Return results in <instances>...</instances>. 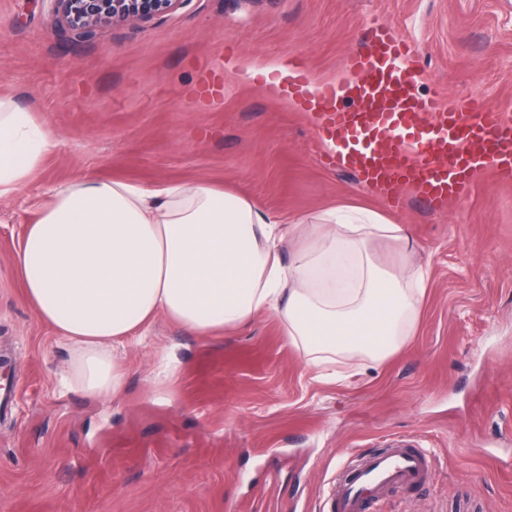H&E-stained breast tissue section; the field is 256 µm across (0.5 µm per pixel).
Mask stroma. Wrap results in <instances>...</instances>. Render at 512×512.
I'll use <instances>...</instances> for the list:
<instances>
[{
  "instance_id": "obj_1",
  "label": "stroma",
  "mask_w": 512,
  "mask_h": 512,
  "mask_svg": "<svg viewBox=\"0 0 512 512\" xmlns=\"http://www.w3.org/2000/svg\"><path fill=\"white\" fill-rule=\"evenodd\" d=\"M384 23L424 92L478 96L512 121V0H183L89 40L63 38L49 0H0V96L57 142L0 198V357L18 389L0 419V512H330L348 454L396 438L435 468L376 512H512V183L484 172L464 202L389 207L324 158L287 87L248 73L298 62L338 81ZM87 178L215 185L283 223L384 212L428 270L416 334L332 382L272 316L210 337L160 317L120 356L118 399L61 390L69 352L26 303L14 256L45 192ZM164 355L177 370L158 383Z\"/></svg>"
}]
</instances>
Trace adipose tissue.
Returning <instances> with one entry per match:
<instances>
[{"label": "adipose tissue", "instance_id": "ef3b65f1", "mask_svg": "<svg viewBox=\"0 0 512 512\" xmlns=\"http://www.w3.org/2000/svg\"><path fill=\"white\" fill-rule=\"evenodd\" d=\"M56 142L12 99L0 98V198L27 186ZM302 244L283 260L286 240ZM406 255L404 225L363 207L276 222L248 198L207 185L144 188L86 179L51 189L14 263L27 303L70 350L62 384L117 399L115 350L145 340L158 317L220 336L276 317L310 368L381 361L413 336L426 271L397 267L370 245Z\"/></svg>", "mask_w": 512, "mask_h": 512}]
</instances>
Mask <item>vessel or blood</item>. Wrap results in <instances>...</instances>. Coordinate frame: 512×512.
Wrapping results in <instances>:
<instances>
[{"label":"vessel or blood","mask_w":512,"mask_h":512,"mask_svg":"<svg viewBox=\"0 0 512 512\" xmlns=\"http://www.w3.org/2000/svg\"><path fill=\"white\" fill-rule=\"evenodd\" d=\"M351 81L288 78L290 97L314 120L337 168L354 172L393 208L405 193L437 206L464 201L476 174L512 181V122L481 101L446 103L420 91L411 49L392 25L376 30L366 52L346 57ZM431 466L419 448L395 441L336 477L331 512H371L385 493L414 488Z\"/></svg>","instance_id":"obj_1"}]
</instances>
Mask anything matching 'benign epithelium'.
Segmentation results:
<instances>
[{
    "mask_svg": "<svg viewBox=\"0 0 512 512\" xmlns=\"http://www.w3.org/2000/svg\"><path fill=\"white\" fill-rule=\"evenodd\" d=\"M59 27L89 38L106 26L151 20L174 10L182 0H50Z\"/></svg>",
    "mask_w": 512,
    "mask_h": 512,
    "instance_id": "1",
    "label": "benign epithelium"
}]
</instances>
